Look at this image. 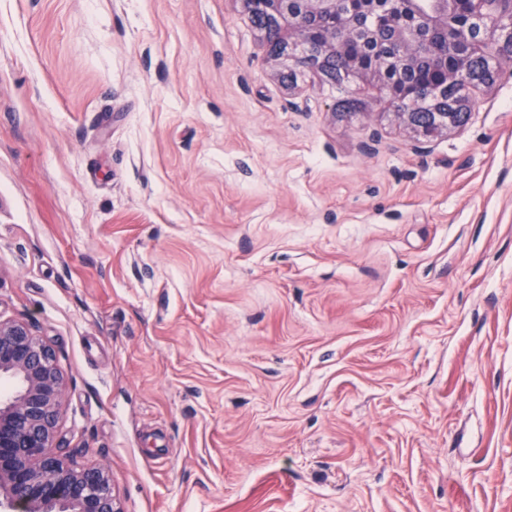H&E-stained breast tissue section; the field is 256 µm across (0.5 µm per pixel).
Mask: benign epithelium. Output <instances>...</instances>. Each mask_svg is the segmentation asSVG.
<instances>
[{
  "label": "benign epithelium",
  "instance_id": "7a95c632",
  "mask_svg": "<svg viewBox=\"0 0 512 512\" xmlns=\"http://www.w3.org/2000/svg\"><path fill=\"white\" fill-rule=\"evenodd\" d=\"M249 15L271 18L279 45L268 50L283 77L309 70L304 48L322 42L344 60L351 77L369 78L386 92L389 105L412 132L431 137L466 125L472 101L453 103V110L429 113L432 125L417 123L432 101L395 93L388 75L410 71L424 37L439 36L451 63L433 85V98L448 97L471 64L485 57L512 56V0H243ZM376 14L397 43L393 56L361 47L373 44L376 31L362 24ZM485 24L472 37L475 18ZM21 382L20 389L0 400V509L3 512H120L109 470L77 468L56 451L57 426L66 396V382L54 350L36 334L33 324L0 319V375Z\"/></svg>",
  "mask_w": 512,
  "mask_h": 512
}]
</instances>
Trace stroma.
<instances>
[{
  "label": "stroma",
  "instance_id": "1",
  "mask_svg": "<svg viewBox=\"0 0 512 512\" xmlns=\"http://www.w3.org/2000/svg\"><path fill=\"white\" fill-rule=\"evenodd\" d=\"M0 317L120 512H512V62L423 139L241 0H0Z\"/></svg>",
  "mask_w": 512,
  "mask_h": 512
}]
</instances>
